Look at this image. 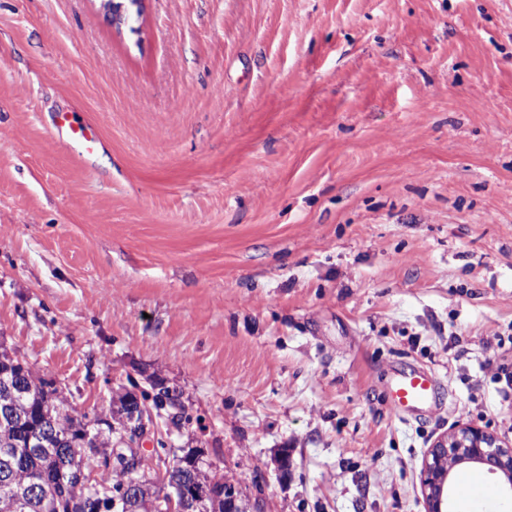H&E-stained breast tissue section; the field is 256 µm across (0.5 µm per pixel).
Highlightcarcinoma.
I'll return each instance as SVG.
<instances>
[{
  "mask_svg": "<svg viewBox=\"0 0 512 512\" xmlns=\"http://www.w3.org/2000/svg\"><path fill=\"white\" fill-rule=\"evenodd\" d=\"M13 422L0 424V512H159L158 502L175 487L192 481L190 464L194 458L177 460L165 470L162 486L138 475L135 500L124 496L107 498L108 490L121 489V474L98 470L101 457L114 451L112 435L100 443H83L86 433L94 432L100 415H72L63 391L39 377L29 363L0 353V400L9 388ZM49 429L55 436L36 448L29 442L36 430ZM36 479L40 493L30 495V481Z\"/></svg>",
  "mask_w": 512,
  "mask_h": 512,
  "instance_id": "obj_1",
  "label": "carcinoma"
}]
</instances>
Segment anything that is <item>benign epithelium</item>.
<instances>
[{
  "instance_id": "benign-epithelium-1",
  "label": "benign epithelium",
  "mask_w": 512,
  "mask_h": 512,
  "mask_svg": "<svg viewBox=\"0 0 512 512\" xmlns=\"http://www.w3.org/2000/svg\"><path fill=\"white\" fill-rule=\"evenodd\" d=\"M100 9L119 29L131 10L144 12L145 0H98ZM116 430L120 438L116 447L123 452L125 479L121 492L133 495L138 481L143 451L153 432V417L141 402H127L118 417ZM475 466L500 477L505 491L512 493V442L473 423H461L450 432L433 441L426 452L420 470V488L426 512H451V492L455 470ZM228 496L224 498L225 512H238L244 500L235 485L219 480ZM214 483L191 482L174 488L166 503L168 512H185L189 504L195 505L211 495Z\"/></svg>"
}]
</instances>
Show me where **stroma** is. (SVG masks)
I'll return each mask as SVG.
<instances>
[{
	"label": "stroma",
	"mask_w": 512,
	"mask_h": 512,
	"mask_svg": "<svg viewBox=\"0 0 512 512\" xmlns=\"http://www.w3.org/2000/svg\"><path fill=\"white\" fill-rule=\"evenodd\" d=\"M89 123L94 149L69 126ZM512 0H0V351L264 512H424L512 440ZM431 413L397 417V372ZM288 454V471L277 466ZM100 2V9L105 16L112 21V25L116 29L126 24L125 16L129 10H139L141 15L144 12L145 0H97ZM441 384L432 372L410 371L393 376L386 389L392 412L400 416L433 408L438 401ZM475 466L498 475L512 494V442L473 423H461L433 441L420 470L426 512H451V492L457 468Z\"/></svg>",
	"instance_id": "1"
}]
</instances>
